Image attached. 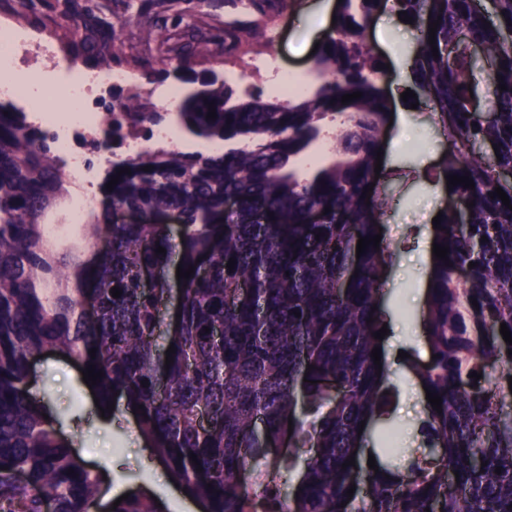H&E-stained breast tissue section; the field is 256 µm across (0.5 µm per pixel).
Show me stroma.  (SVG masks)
<instances>
[{
    "label": "stroma",
    "mask_w": 512,
    "mask_h": 512,
    "mask_svg": "<svg viewBox=\"0 0 512 512\" xmlns=\"http://www.w3.org/2000/svg\"><path fill=\"white\" fill-rule=\"evenodd\" d=\"M324 0H0V21L20 24L24 31L55 40L61 56L80 70L110 67L134 73L145 91L192 87L191 77L209 73L218 78L236 74L237 91L266 89L267 81L251 75L255 58L272 55L294 74L309 72L318 29L327 36L332 19L320 14ZM154 25L156 37L146 34ZM366 37L389 69L385 88L410 83L407 53L417 37L414 25L396 24L377 14ZM448 147L430 109L403 106L401 123L393 124L383 140L382 165L388 175L392 210L384 233L397 248V259L387 274L384 310L398 332L388 334L390 354L424 351L417 301L427 264L421 251L431 241L433 218L441 196L426 174ZM41 398L59 431L92 469L111 484L113 492L145 488L155 483L156 500L165 498L156 480L164 468L146 448L131 417L115 412L104 421L81 378L77 364L58 354L42 353L34 366ZM389 380L398 389L392 411L385 417L401 448L422 447L419 432L424 417L423 392L404 363H397Z\"/></svg>",
    "instance_id": "stroma-1"
}]
</instances>
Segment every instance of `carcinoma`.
<instances>
[{
	"label": "carcinoma",
	"instance_id": "carcinoma-1",
	"mask_svg": "<svg viewBox=\"0 0 512 512\" xmlns=\"http://www.w3.org/2000/svg\"><path fill=\"white\" fill-rule=\"evenodd\" d=\"M381 5L339 3L312 60L319 85L296 101L241 96L215 76L180 95L174 121L224 142V151L160 150L112 163L100 186L104 220L133 210L147 223L111 225L107 244L100 222L84 224L88 255L69 261L45 218L69 195L70 181L50 136L0 100V512H41L34 486L53 494L55 512H98L103 495L100 476L30 392L28 358L43 350L103 372L92 386L99 406L118 398L136 410L154 457L207 512H512V345L500 334L502 323L512 332V210L489 196L499 187L512 201V184L496 177L512 169V43L504 38L512 0H496L492 16L476 0L393 5L418 31L411 71L419 96L451 138L428 179L475 183L454 186L440 208L432 240L449 253L432 257L421 313L427 358L408 363L421 387L441 397L442 412L424 402V448L394 467L385 458L401 449L388 440L370 445L369 427L392 397L387 368L371 351L384 348L374 337L384 319L373 306L396 249L382 240L356 256L358 237L377 235L392 207L375 179L392 108L376 81L384 63L364 38ZM437 20L434 57L429 24ZM464 33L483 45L490 72L471 59ZM482 81L490 122L471 104ZM353 92L362 97L341 103ZM211 103L215 119L207 118ZM106 117L117 132L147 131L166 114L115 99ZM328 117L338 120L337 159L300 178L295 160L320 139ZM486 144L498 152L485 153ZM227 198L236 202L229 211ZM455 199L473 203L464 222ZM171 213L181 218L176 239L163 223ZM159 246L166 253H156ZM179 265L194 267L190 278L177 279ZM88 296L96 300L92 319L82 309ZM329 377L342 391L326 387ZM286 434L288 453L271 455L270 441ZM352 456L355 464L342 467ZM18 471L27 483L15 480ZM108 512L156 508L133 492Z\"/></svg>",
	"mask_w": 512,
	"mask_h": 512
}]
</instances>
